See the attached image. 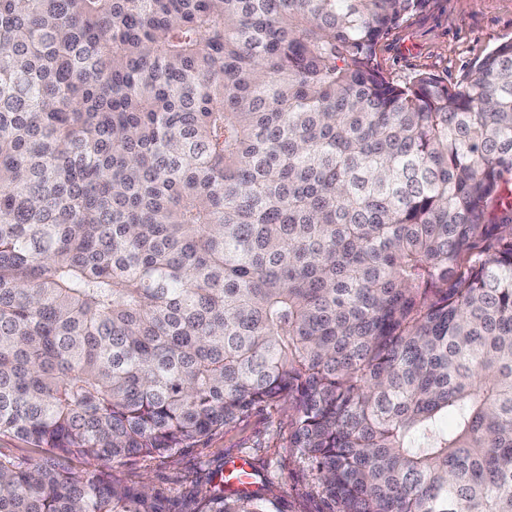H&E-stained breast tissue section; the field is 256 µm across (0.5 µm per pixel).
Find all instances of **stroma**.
I'll use <instances>...</instances> for the list:
<instances>
[{
	"label": "stroma",
	"mask_w": 512,
	"mask_h": 512,
	"mask_svg": "<svg viewBox=\"0 0 512 512\" xmlns=\"http://www.w3.org/2000/svg\"><path fill=\"white\" fill-rule=\"evenodd\" d=\"M512 40V0H427L379 44L376 63L390 79L420 73L448 86L467 83L481 59ZM286 405L264 406L243 422L171 458L116 466L123 482H150L172 512H200L203 497L228 459H250L251 489L273 496L277 512H326L310 467L289 448Z\"/></svg>",
	"instance_id": "stroma-1"
}]
</instances>
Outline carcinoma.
I'll return each instance as SVG.
<instances>
[{
	"label": "carcinoma",
	"instance_id": "1",
	"mask_svg": "<svg viewBox=\"0 0 512 512\" xmlns=\"http://www.w3.org/2000/svg\"><path fill=\"white\" fill-rule=\"evenodd\" d=\"M426 2L0 0V512L281 401L327 512H512V41L393 81Z\"/></svg>",
	"mask_w": 512,
	"mask_h": 512
}]
</instances>
